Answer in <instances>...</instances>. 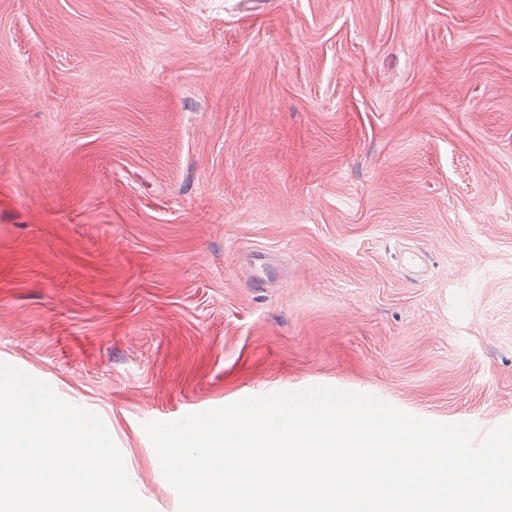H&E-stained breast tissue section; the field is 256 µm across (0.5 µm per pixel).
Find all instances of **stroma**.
I'll return each instance as SVG.
<instances>
[{
    "mask_svg": "<svg viewBox=\"0 0 512 512\" xmlns=\"http://www.w3.org/2000/svg\"><path fill=\"white\" fill-rule=\"evenodd\" d=\"M0 363L154 512L151 421L313 386L512 421V0H0Z\"/></svg>",
    "mask_w": 512,
    "mask_h": 512,
    "instance_id": "35a3bbf8",
    "label": "stroma"
}]
</instances>
